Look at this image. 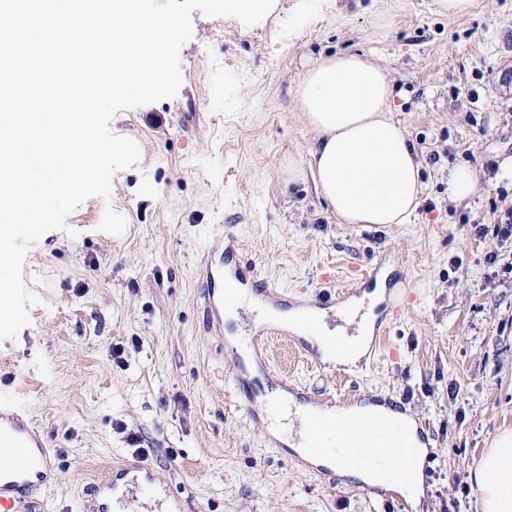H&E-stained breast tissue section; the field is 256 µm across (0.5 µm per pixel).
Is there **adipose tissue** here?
I'll return each instance as SVG.
<instances>
[{"mask_svg": "<svg viewBox=\"0 0 512 512\" xmlns=\"http://www.w3.org/2000/svg\"><path fill=\"white\" fill-rule=\"evenodd\" d=\"M296 105L315 139L298 169L311 178L318 195L340 224H409L417 216L424 182L422 164L406 130L393 115V85L384 66L363 53H342L320 60L300 78ZM386 284L377 281L364 296L345 303L344 313H362V334L353 348L334 349L323 336L311 337L324 361L355 368L373 330L374 310L386 300ZM336 432L324 439L321 453L309 450L304 435H287L283 426L268 430L312 466L329 469L363 484L395 490L411 505L421 496V471L427 454L417 440L411 416L381 404L350 409L325 408ZM395 425L404 447L393 448L392 466L384 468L373 453L354 461L338 458L336 438L351 430L359 416ZM479 493L481 512H512V431L498 433L469 473Z\"/></svg>", "mask_w": 512, "mask_h": 512, "instance_id": "obj_1", "label": "adipose tissue"}]
</instances>
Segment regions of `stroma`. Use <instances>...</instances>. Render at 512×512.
Returning <instances> with one entry per match:
<instances>
[{
    "label": "stroma",
    "instance_id": "obj_1",
    "mask_svg": "<svg viewBox=\"0 0 512 512\" xmlns=\"http://www.w3.org/2000/svg\"><path fill=\"white\" fill-rule=\"evenodd\" d=\"M219 24L193 11L178 94L117 125L140 141L139 163L27 253L23 280L39 302L0 339V411L37 429L54 458L26 512H101L114 464L140 448L154 490L122 512L168 496L174 512H477L468 471L512 429V238L496 234L512 211V0L456 16L438 0H275L231 39ZM345 52L393 79L394 115L422 162L414 223H337L312 181L288 177L312 140L297 82ZM459 166L479 178L465 201L448 197ZM229 237L244 274L275 283L292 308L386 277L381 348L334 368L297 342L260 344L245 304L208 332L193 259ZM242 346L257 356L256 391L409 410L429 448L419 508L275 441L265 405L231 391L248 377Z\"/></svg>",
    "mask_w": 512,
    "mask_h": 512
}]
</instances>
